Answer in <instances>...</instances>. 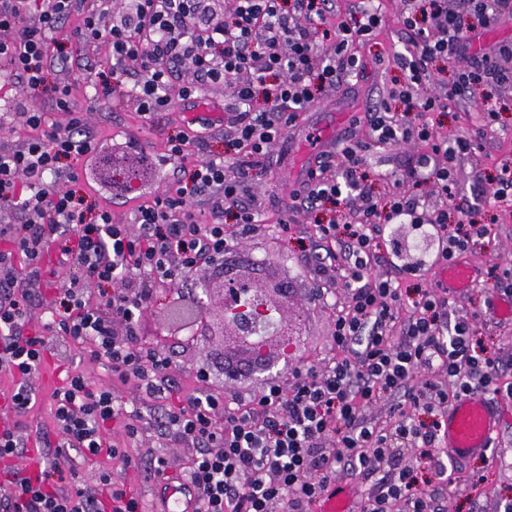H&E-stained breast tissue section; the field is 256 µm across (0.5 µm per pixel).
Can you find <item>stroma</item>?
<instances>
[{
	"instance_id": "35a3bbf8",
	"label": "stroma",
	"mask_w": 512,
	"mask_h": 512,
	"mask_svg": "<svg viewBox=\"0 0 512 512\" xmlns=\"http://www.w3.org/2000/svg\"><path fill=\"white\" fill-rule=\"evenodd\" d=\"M384 17L374 39L359 47L358 53L366 61V69L359 76L350 78L336 89L326 92L306 112L301 113L296 126L285 131L274 148L266 170L255 178V192L262 201L266 221L258 225L243 243L225 252L222 263L201 265L189 280L197 286L201 277L216 278L221 265L248 271L255 267L267 276L288 280L293 289L289 309L302 313L298 348L295 361L315 362L325 357L332 333L329 296L317 297L316 283L311 271L302 260L312 252V237L317 221L328 220L330 211H291L287 208L288 194L303 179L302 173L290 169V162L298 161L305 151L302 135L316 128L331 132L335 141H342L348 132H355L358 139L368 140L369 126L364 120L366 112L386 102L387 90L401 73L390 60L401 45L394 34L401 0H377ZM232 92L231 84H211L203 88L197 104L173 100L171 108L154 118L140 117L136 105L122 92L111 93L108 98L84 97L80 105L88 114L91 128L101 135L118 134L134 138L140 152L150 159H157L163 152V143L169 134L184 128L193 119L195 105L213 111L214 125L209 148L220 152L224 149V99ZM484 96L474 91L467 103L445 112H428L424 121L442 128L447 133H470L474 151L462 160L455 172V200L445 205L442 196L433 189L427 190L430 207H447L449 223H457L463 212L471 210L479 188L488 186L501 165H512V87L497 91L501 110L493 128L481 126L477 110ZM363 172L365 183L376 199H384L390 182L401 178L413 164L410 148L399 146H373L366 151ZM477 223L486 225L487 232L468 251L467 256L480 272H487L494 265L512 261V213L474 211ZM285 219L295 231L288 237L280 236L272 226ZM177 290L171 284L157 285L153 302L139 323V339L144 347L168 356L170 365L166 377L184 392L190 393L225 386L224 374L216 361L222 348L217 341L188 345L186 334L172 336L164 328V318L169 304L174 303ZM494 295L486 281L461 294L451 296L450 302L456 316L472 318L474 334L489 356L499 364L502 380H512V321L499 320L490 302ZM59 358L48 359L36 381L39 398L30 412L18 418L16 424L29 442H36L38 435L52 431L51 393L59 381L60 368L84 374L92 385L111 386L116 398L131 403L132 387L114 381L106 362L80 359L76 347L58 342ZM109 442L125 449L134 459L131 467L116 460H103V467L112 471L114 482L124 484L141 503L143 512L153 506V491L158 478L148 471L144 463L152 456L166 457L168 468L183 473L191 451L186 443L159 439L149 430L136 439H128L122 429L108 433ZM460 481L448 504V512H494L495 501L512 498V418L505 420L499 431V443L488 459L461 458L457 461ZM485 478L488 494L476 498L468 487L474 476Z\"/></svg>"
}]
</instances>
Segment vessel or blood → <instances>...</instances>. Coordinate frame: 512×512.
Masks as SVG:
<instances>
[{
    "label": "vessel or blood",
    "mask_w": 512,
    "mask_h": 512,
    "mask_svg": "<svg viewBox=\"0 0 512 512\" xmlns=\"http://www.w3.org/2000/svg\"><path fill=\"white\" fill-rule=\"evenodd\" d=\"M441 287L460 293L471 287L477 278L475 268L463 259L439 260ZM501 424L497 403L486 397H467L450 406L446 412L443 437L445 447L455 455L466 457L486 453L496 444ZM192 488L183 478L161 475L157 498L159 512H193Z\"/></svg>",
    "instance_id": "b4317fda"
}]
</instances>
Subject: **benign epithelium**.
Listing matches in <instances>:
<instances>
[{
  "instance_id": "benign-epithelium-1",
  "label": "benign epithelium",
  "mask_w": 512,
  "mask_h": 512,
  "mask_svg": "<svg viewBox=\"0 0 512 512\" xmlns=\"http://www.w3.org/2000/svg\"><path fill=\"white\" fill-rule=\"evenodd\" d=\"M217 290L222 292L223 303L210 313L212 320L170 321L169 330L179 332L195 322L200 325L202 335L220 337L224 353L239 358L236 370L224 373L227 379L242 375L273 378L274 373L280 371V365L288 361V354L295 345L300 315L279 318L271 330L260 336L253 335L252 329L266 313L282 311L290 293L288 282L268 280L257 285L238 277L225 278L216 290L208 284L200 289L197 299L201 306H206Z\"/></svg>"
}]
</instances>
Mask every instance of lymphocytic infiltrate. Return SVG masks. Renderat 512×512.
Returning <instances> with one entry per match:
<instances>
[{
    "instance_id": "1",
    "label": "lymphocytic infiltrate",
    "mask_w": 512,
    "mask_h": 512,
    "mask_svg": "<svg viewBox=\"0 0 512 512\" xmlns=\"http://www.w3.org/2000/svg\"><path fill=\"white\" fill-rule=\"evenodd\" d=\"M220 0H0V83L8 111L0 127L22 120L29 130L19 145L0 149V213L19 216L0 225V371L15 378L8 412L26 415L37 402L35 379L55 355V337L89 344L88 355L109 364L114 377L134 382L140 400H166L156 426L160 433L195 448L187 474L196 512H310L338 471L350 477L378 476L376 490L361 499V512H445L454 466L432 453L445 426L447 408L464 396L494 392L512 397V382L499 381L494 360L470 336L468 319L452 318L447 289L403 294L397 276L413 275L420 264L401 254L385 257L380 243L392 223L430 226L445 243V259L467 252L483 227L449 223L447 211L427 212L422 188L452 197L458 159L472 151L464 133L446 135L419 112H444L476 85H512V44L476 56L470 44L476 27L512 16V0H418L402 11L403 52L393 63L402 74L389 92L403 111L372 110L367 123L379 143L406 146L416 161L404 175L405 190L386 203L374 201L364 184L361 154L366 145L346 138L339 163L320 155L315 169L290 195L289 210L313 211L330 203L345 212L346 224H321L323 251L315 260L320 283L335 276L345 293L334 303L329 353L321 364H301L289 377L271 380L245 397L225 391L181 396L161 379L169 360L143 348L138 324L151 305L157 283L189 277L200 263L240 244L261 223L253 173L299 114L324 90L336 88L366 67L357 45L369 43L382 23L379 9L358 0L341 20L335 0H233L231 13ZM77 37L108 46L109 73L99 81L129 85L141 115L169 110L173 99H196L209 84L229 82L224 101L229 127L224 150L206 152L207 135L191 127L170 136L166 159L185 163L183 178H149L144 198L130 218L115 219L104 204H87L79 188L112 186L98 176V161L126 152L120 143L92 134L72 86L53 88L52 108L40 100L53 58L49 44ZM448 63L451 81L434 71ZM192 72L174 86L178 67ZM177 96H170V88ZM65 113V122L49 117ZM82 162L73 169L71 160ZM209 207L201 222L198 203ZM233 226H226L225 218ZM57 255L53 277L65 278L48 306L49 323L36 328L32 298L10 271L23 257L32 281H41L48 252ZM422 372H437L441 385L423 389ZM55 451L42 453L38 471L20 463L27 444L11 427L0 429V469L10 491L0 512H141L137 497L112 482L103 458L128 456L107 445L109 423L121 420L129 437L141 431L140 412L119 404L111 387H92L79 373L65 375L52 393ZM389 403V420L368 410ZM417 450L429 476L401 464L406 449ZM95 466L96 488L84 469Z\"/></svg>"
}]
</instances>
